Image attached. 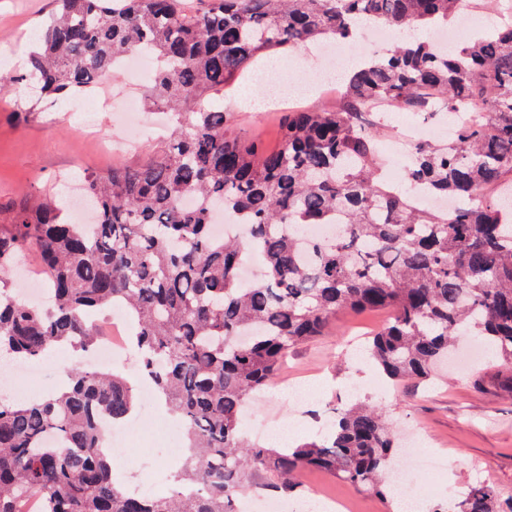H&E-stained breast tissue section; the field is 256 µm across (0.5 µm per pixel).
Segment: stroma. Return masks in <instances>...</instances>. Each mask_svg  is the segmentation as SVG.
I'll return each instance as SVG.
<instances>
[{
	"instance_id": "35a3bbf8",
	"label": "stroma",
	"mask_w": 512,
	"mask_h": 512,
	"mask_svg": "<svg viewBox=\"0 0 512 512\" xmlns=\"http://www.w3.org/2000/svg\"><path fill=\"white\" fill-rule=\"evenodd\" d=\"M55 10V0H0V44H11L17 60H24L40 27ZM265 75L287 74L302 88H310L313 60L309 50L297 49L265 56ZM246 80H236L215 104L224 107V130L228 136L262 142H278L280 115L250 112L239 101ZM123 71L98 87L63 98L28 116L14 112L12 97H0V211L8 212L37 197L63 192V180L85 172L99 173L116 162L137 164L152 156L162 139L145 136L135 152L110 157L88 137L90 124L125 137L118 113L98 109L101 97L122 98L131 93ZM386 313L337 314L332 328L314 342L295 348L283 368L293 379L314 377L322 384L319 397L304 407L280 413V383L273 385L248 410L254 419H271L275 434L299 430L306 440L317 438L334 409L344 406L352 393L379 405L395 420L399 430L413 427L423 433L430 452L448 457L461 454L463 466L435 477L432 472L414 475L417 488L426 494L427 512H454L468 486L492 485L502 498L512 497V369L486 359L462 372L446 371L429 382L392 383L381 377L362 351L365 333L381 327ZM81 360L67 349L57 350L54 363L41 367L36 376L20 381L14 397L38 398L59 388L69 371ZM143 425L137 440L112 453L114 475L129 489L156 484L164 491L171 484L170 471L185 456L184 441L176 419L158 403L137 410ZM300 493L282 498V512H307L305 502L315 491H325L354 501L358 512H398L394 503L369 491L356 489L315 468L296 476Z\"/></svg>"
}]
</instances>
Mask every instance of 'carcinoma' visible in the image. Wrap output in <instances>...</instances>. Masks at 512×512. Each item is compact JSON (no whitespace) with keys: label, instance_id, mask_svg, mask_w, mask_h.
Masks as SVG:
<instances>
[{"label":"carcinoma","instance_id":"carcinoma-1","mask_svg":"<svg viewBox=\"0 0 512 512\" xmlns=\"http://www.w3.org/2000/svg\"><path fill=\"white\" fill-rule=\"evenodd\" d=\"M57 3L24 68L0 72V95L29 114L41 98L91 89L146 50L156 68L144 98L172 114V127L148 162L85 173L91 230L53 197L11 214L0 270L33 245L51 294L32 306L0 281V357L87 351L94 316L123 305L139 371L183 424L189 455L182 484L129 492L113 474L102 419L130 418L137 392L118 371L76 368L48 397L0 398V512H20L31 494L44 512H238L234 493L290 497L295 474L310 467L392 493L400 440L378 408L350 402L322 439L291 452L250 442L241 416L288 353L344 310L390 312L365 352L393 381L431 380L459 336L512 367V209L490 194L512 173V25L441 53L432 31L466 0H200L192 11L180 0ZM377 20L397 35L389 53L352 73L341 109L287 112L274 149L228 137L224 109L204 105L255 76L263 55L353 43ZM377 101L427 117L478 104L483 118L448 144H415L400 189L379 162L382 117L361 120ZM422 191L459 208H421ZM218 208L248 225L247 244L212 234ZM309 224L342 231L305 246L282 230ZM252 249L262 276L246 284L240 268ZM456 512H512V501L505 509L476 484Z\"/></svg>","mask_w":512,"mask_h":512}]
</instances>
